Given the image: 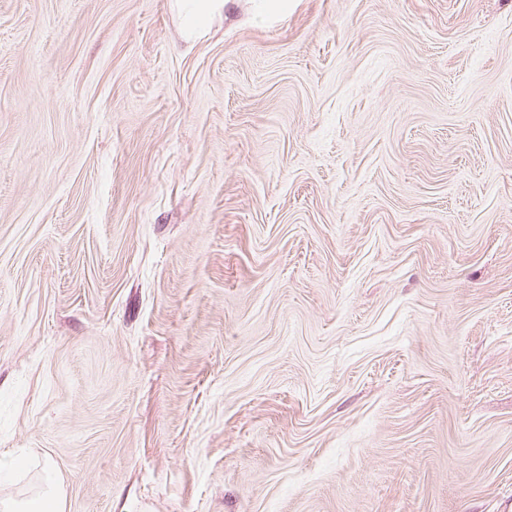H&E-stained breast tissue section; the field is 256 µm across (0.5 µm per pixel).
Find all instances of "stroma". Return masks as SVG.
<instances>
[{
  "label": "stroma",
  "mask_w": 512,
  "mask_h": 512,
  "mask_svg": "<svg viewBox=\"0 0 512 512\" xmlns=\"http://www.w3.org/2000/svg\"><path fill=\"white\" fill-rule=\"evenodd\" d=\"M64 512H512V0H0V456ZM224 1L228 0H177L185 33L206 30L213 17L224 11Z\"/></svg>",
  "instance_id": "35a3bbf8"
}]
</instances>
